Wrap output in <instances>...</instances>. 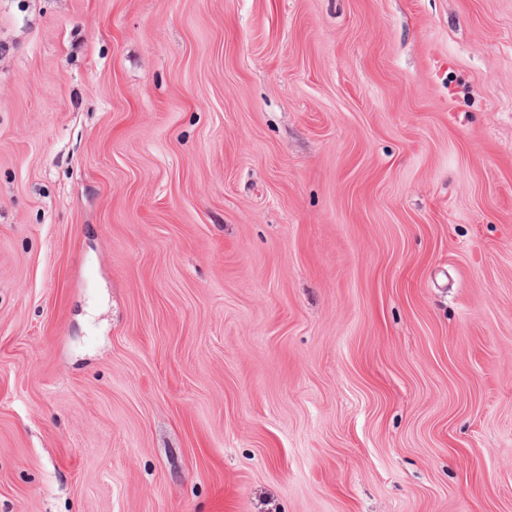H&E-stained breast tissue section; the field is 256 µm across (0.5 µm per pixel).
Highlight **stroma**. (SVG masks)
I'll return each mask as SVG.
<instances>
[{
	"instance_id": "obj_1",
	"label": "stroma",
	"mask_w": 512,
	"mask_h": 512,
	"mask_svg": "<svg viewBox=\"0 0 512 512\" xmlns=\"http://www.w3.org/2000/svg\"><path fill=\"white\" fill-rule=\"evenodd\" d=\"M0 512H512V0H0Z\"/></svg>"
}]
</instances>
